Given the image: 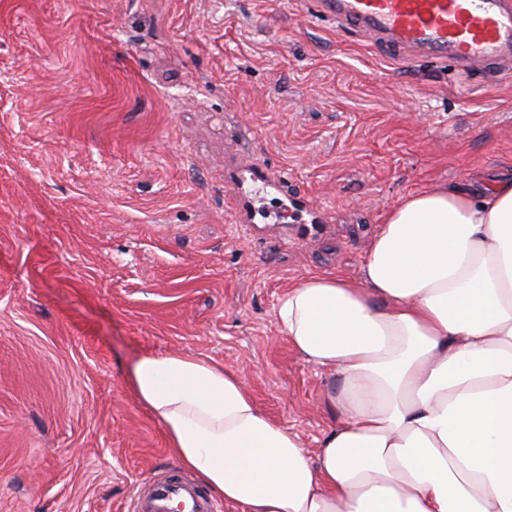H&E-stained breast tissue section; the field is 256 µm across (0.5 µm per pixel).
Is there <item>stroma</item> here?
Segmentation results:
<instances>
[{"label": "stroma", "instance_id": "35a3bbf8", "mask_svg": "<svg viewBox=\"0 0 512 512\" xmlns=\"http://www.w3.org/2000/svg\"><path fill=\"white\" fill-rule=\"evenodd\" d=\"M283 190L238 222L235 179ZM512 176V71L337 29L309 0H0V512H128L184 474L128 373L229 365L309 452L328 373L276 319L358 278L388 210Z\"/></svg>", "mask_w": 512, "mask_h": 512}]
</instances>
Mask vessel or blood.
Segmentation results:
<instances>
[{"instance_id": "1", "label": "vessel or blood", "mask_w": 512, "mask_h": 512, "mask_svg": "<svg viewBox=\"0 0 512 512\" xmlns=\"http://www.w3.org/2000/svg\"><path fill=\"white\" fill-rule=\"evenodd\" d=\"M337 26L461 71L512 64V0H316ZM133 512H218L201 484L168 475L135 497Z\"/></svg>"}]
</instances>
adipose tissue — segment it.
Masks as SVG:
<instances>
[{"label":"adipose tissue","instance_id":"ef3b65f1","mask_svg":"<svg viewBox=\"0 0 512 512\" xmlns=\"http://www.w3.org/2000/svg\"><path fill=\"white\" fill-rule=\"evenodd\" d=\"M276 318L331 372L316 454L244 378L189 354L129 374L167 444L242 512H512V180L392 207L359 279L291 287Z\"/></svg>","mask_w":512,"mask_h":512}]
</instances>
